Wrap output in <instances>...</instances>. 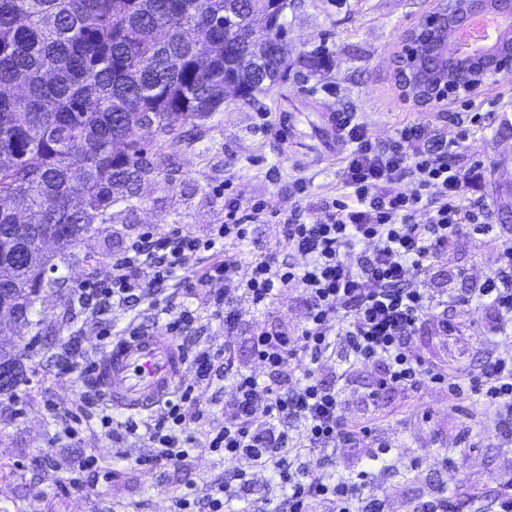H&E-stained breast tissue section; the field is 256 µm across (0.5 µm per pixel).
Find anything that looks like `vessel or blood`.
<instances>
[{
	"label": "vessel or blood",
	"instance_id": "b4317fda",
	"mask_svg": "<svg viewBox=\"0 0 512 512\" xmlns=\"http://www.w3.org/2000/svg\"><path fill=\"white\" fill-rule=\"evenodd\" d=\"M185 365L179 344L166 329H137L112 341L95 375L113 408L142 412L177 389Z\"/></svg>",
	"mask_w": 512,
	"mask_h": 512
}]
</instances>
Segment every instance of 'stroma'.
<instances>
[{"label":"stroma","mask_w":512,"mask_h":512,"mask_svg":"<svg viewBox=\"0 0 512 512\" xmlns=\"http://www.w3.org/2000/svg\"><path fill=\"white\" fill-rule=\"evenodd\" d=\"M435 3L288 0L287 77L250 102L227 100L203 125L189 128L187 140L167 151L175 182L155 177L143 184L133 209L118 207L113 223L94 225L65 249L46 245L48 253L72 256L57 270L65 287L41 292L30 324L0 318V341L25 350L28 378L14 394L0 395V512L16 505L22 512H170L172 489L200 498L222 482L238 487L243 478L251 512H287L271 472L245 458L219 462L206 440L167 468L159 483L143 467L153 453L147 440L127 435L113 443L95 418L77 425L71 437L63 426L87 389L83 367L98 361L112 338L164 326L184 310L193 317L180 341L185 353L206 346L234 369L262 374L251 338L277 329L296 334L305 319L301 289H282L255 308L235 282L205 278L219 257L202 250L152 294L106 306L95 316L75 292L92 276L109 282L113 257L144 232L179 224L207 241L223 223L229 198L246 206L274 199L284 209L297 203L307 221L323 220L341 193L340 162L352 148L336 127L341 113L367 126L383 149L403 123H425L434 136L454 134L456 121L467 120L456 163L479 173L465 186L463 203L480 209L487 229L459 233L418 277V286L443 305L429 315L413 346L428 366L463 377L489 358L512 353V335L460 330L484 317L473 290L497 271L512 242V74L489 81L470 101L429 108L401 100L392 60L403 33ZM221 295L239 313L229 332L223 309L215 305ZM382 373L379 363L347 375L338 362L324 366L320 377L337 384L345 420L369 426L371 433L328 450L314 462L319 473L357 478L361 503L378 501L383 512H420L443 491L456 512L487 507L502 476L512 475V420L489 423L476 399L457 398L426 379L414 389L382 392L379 405H372L368 395ZM379 447L389 450L386 463L364 469L366 456ZM89 456L97 458L98 471L87 472L84 486H70V470Z\"/></svg>","instance_id":"35a3bbf8"}]
</instances>
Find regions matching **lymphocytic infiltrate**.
<instances>
[{"mask_svg": "<svg viewBox=\"0 0 512 512\" xmlns=\"http://www.w3.org/2000/svg\"><path fill=\"white\" fill-rule=\"evenodd\" d=\"M338 128L353 148L341 170L346 194L333 199L325 220L305 222L297 205L284 213L270 202L244 207L232 200L216 240L200 243L178 224L161 233L141 234L113 258L111 287H84L79 295L85 304L142 297L148 292L140 278L143 266L154 268L155 281L167 280L200 248H214L219 240L230 246L242 244L253 225L286 215L288 233L278 254L245 264L228 255L207 276L238 279L243 297L255 307L266 305L282 288L299 286L305 294L306 316L297 335L275 331L254 337V358L266 375L232 373L234 397L224 404L223 426H215L203 411L200 395L186 390L167 416L133 421L125 430L148 439L155 464L180 461L202 436L225 460L245 457L257 467L272 469L288 490L289 512H360L354 483L322 479L307 467L283 466L278 457L289 438L296 448L319 455L363 435L362 427L344 420L338 390L316 374L317 366L335 353L337 340L345 341L350 366L383 363L378 390L413 389L426 377L447 385L450 392L480 396L487 418H512V355L487 361L478 374L463 380L424 366L410 348L429 311L437 306L416 287V279L464 225L479 221L478 213L463 203L466 173L454 162L466 130L426 147L423 124L407 123L398 128L392 146L382 150L362 124L342 118ZM403 178L413 181L411 192L383 191V184ZM422 209L431 212L430 222L414 223V214ZM371 241L377 244L375 250L357 264L347 263L350 250ZM284 252L289 255L285 261L280 258ZM476 293L488 306L481 333L498 336L512 330V253ZM293 361L303 365L302 376L284 377V366ZM185 403L198 407L195 417L182 414Z\"/></svg>", "mask_w": 512, "mask_h": 512, "instance_id": "1", "label": "lymphocytic infiltrate"}]
</instances>
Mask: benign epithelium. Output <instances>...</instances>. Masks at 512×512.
I'll return each mask as SVG.
<instances>
[{
    "instance_id": "benign-epithelium-1",
    "label": "benign epithelium",
    "mask_w": 512,
    "mask_h": 512,
    "mask_svg": "<svg viewBox=\"0 0 512 512\" xmlns=\"http://www.w3.org/2000/svg\"><path fill=\"white\" fill-rule=\"evenodd\" d=\"M496 9L512 21V0H437L436 8L403 35L394 59L396 85L402 99L419 106L440 104L451 97L479 95L488 77L512 73V58L499 55L479 59V68L462 83L448 82V67L439 54L448 49V32L464 25L472 11Z\"/></svg>"
}]
</instances>
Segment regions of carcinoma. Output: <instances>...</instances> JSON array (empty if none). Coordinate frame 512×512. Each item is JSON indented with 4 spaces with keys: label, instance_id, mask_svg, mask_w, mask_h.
I'll return each mask as SVG.
<instances>
[{
    "label": "carcinoma",
    "instance_id": "carcinoma-1",
    "mask_svg": "<svg viewBox=\"0 0 512 512\" xmlns=\"http://www.w3.org/2000/svg\"><path fill=\"white\" fill-rule=\"evenodd\" d=\"M288 0H0V300L30 309L55 267L35 233L50 224L70 245L94 224L133 206L147 175L176 181L158 159L224 106L238 85L245 101L288 70L281 22ZM236 30L224 46V18ZM450 81L472 71L454 57ZM151 120L152 147L139 140ZM22 354L0 345L24 378Z\"/></svg>",
    "mask_w": 512,
    "mask_h": 512
}]
</instances>
